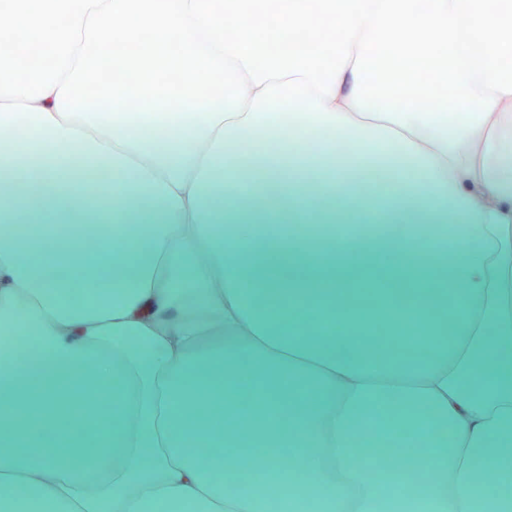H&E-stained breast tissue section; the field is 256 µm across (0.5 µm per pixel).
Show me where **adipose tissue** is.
Here are the masks:
<instances>
[{
    "label": "adipose tissue",
    "instance_id": "1",
    "mask_svg": "<svg viewBox=\"0 0 512 512\" xmlns=\"http://www.w3.org/2000/svg\"><path fill=\"white\" fill-rule=\"evenodd\" d=\"M354 87L344 70L325 109L207 101L142 122L49 96L0 115L15 175L0 223L51 215L0 243V512H512V95L420 112L350 101ZM377 156L399 183L379 222L450 233L299 247V197L318 224L368 215L346 176L325 195L314 173ZM257 166L273 203L226 180ZM378 273L429 317L430 359L374 365L362 334L308 332L306 304L347 312ZM246 379L258 401L238 399ZM206 403L226 426L203 465ZM403 447L407 498L377 467ZM277 448L295 468L239 492L235 475Z\"/></svg>",
    "mask_w": 512,
    "mask_h": 512
}]
</instances>
